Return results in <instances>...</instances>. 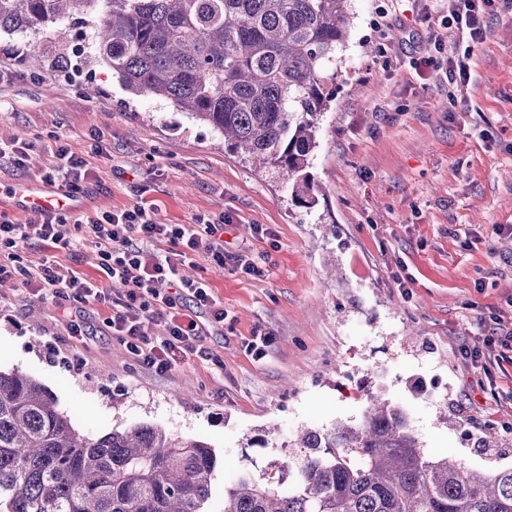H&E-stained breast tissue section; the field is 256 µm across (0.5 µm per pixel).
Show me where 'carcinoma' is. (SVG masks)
Returning a JSON list of instances; mask_svg holds the SVG:
<instances>
[{
	"instance_id": "obj_1",
	"label": "carcinoma",
	"mask_w": 512,
	"mask_h": 512,
	"mask_svg": "<svg viewBox=\"0 0 512 512\" xmlns=\"http://www.w3.org/2000/svg\"><path fill=\"white\" fill-rule=\"evenodd\" d=\"M351 0H0V34L78 15L96 57L136 96L209 125L311 207L307 168L330 99L325 71ZM298 457L224 486L222 512H512V467L424 452L406 411L371 396L357 423L300 430ZM217 458L151 424L80 431L38 380L0 370V512H207Z\"/></svg>"
}]
</instances>
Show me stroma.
Masks as SVG:
<instances>
[{
	"instance_id": "stroma-1",
	"label": "stroma",
	"mask_w": 512,
	"mask_h": 512,
	"mask_svg": "<svg viewBox=\"0 0 512 512\" xmlns=\"http://www.w3.org/2000/svg\"><path fill=\"white\" fill-rule=\"evenodd\" d=\"M348 38L336 51L334 96L309 168L318 202L295 204L285 181L231 153L207 124L152 96L126 91L93 50L55 58L84 37L71 20L37 43L0 35V139H28L25 167L0 162V187L44 182L47 148L69 137L97 178L86 212L144 201L161 222L224 213V251L248 250L254 278L188 268L224 303L208 345L223 368L191 360L166 375L141 368L85 306L90 331L73 345L57 297L0 288V368L44 384L86 433L148 423L215 448L210 512L227 475L262 476L290 456L304 426L360 418L367 394L407 412L425 452L440 449L479 470L512 466V364L468 365L460 344L512 332V10L498 9L475 48L464 100L448 97L444 71L418 77L408 55L425 48L415 0H352ZM270 228L264 238L250 228ZM411 277L410 289L396 276ZM274 335L261 361L246 343ZM448 378L427 401L421 382ZM499 447H479L486 427Z\"/></svg>"
}]
</instances>
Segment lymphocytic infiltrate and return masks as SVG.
Masks as SVG:
<instances>
[{
    "label": "lymphocytic infiltrate",
    "mask_w": 512,
    "mask_h": 512,
    "mask_svg": "<svg viewBox=\"0 0 512 512\" xmlns=\"http://www.w3.org/2000/svg\"><path fill=\"white\" fill-rule=\"evenodd\" d=\"M500 3L512 0H427L420 13L431 51L410 59L411 69L419 73L447 64L449 96L463 93L471 79L473 49L488 37L486 16ZM448 28L465 38L463 49L448 48L442 35ZM50 154L46 182L82 192L95 174L92 163L64 139L56 140ZM227 222L226 216L204 214L189 224H165L154 207L142 202L90 214L61 211L37 224L0 211V287L17 282L35 295L52 292L63 302L69 336L79 341L87 330L73 304L106 309L113 336L156 374H167L191 357L217 366L221 359L205 340L210 326L223 324L224 303L203 279L184 276L180 268L195 265L200 256L224 268L220 233ZM88 243L97 249L98 280L62 271L54 260L28 263L22 257L32 244L74 252Z\"/></svg>",
    "instance_id": "lymphocytic-infiltrate-1"
}]
</instances>
